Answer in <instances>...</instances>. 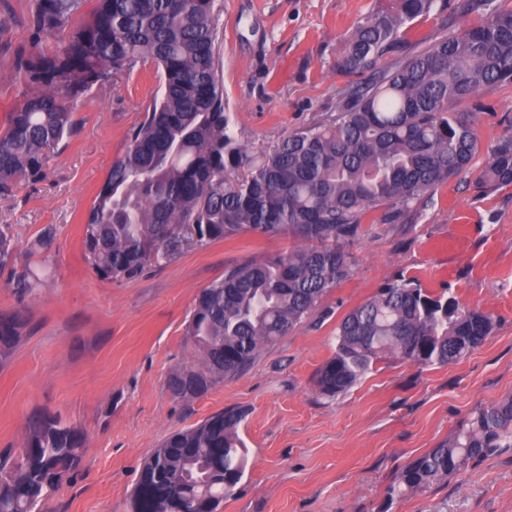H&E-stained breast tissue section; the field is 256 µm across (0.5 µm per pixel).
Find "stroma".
Masks as SVG:
<instances>
[{"label":"stroma","mask_w":512,"mask_h":512,"mask_svg":"<svg viewBox=\"0 0 512 512\" xmlns=\"http://www.w3.org/2000/svg\"><path fill=\"white\" fill-rule=\"evenodd\" d=\"M467 0L417 27L430 45L480 22ZM383 0H216L215 50L224 102L253 155L335 113L345 85L333 65L343 42ZM0 40L29 46L27 0H0ZM160 74L146 63L95 88L74 114L75 135L43 177L0 197L12 264L39 269L46 288L19 298L0 270V315L25 328L0 369V451L16 447L29 417L61 413L85 435L83 460L47 512H133L145 460L170 434L213 413L244 412L248 465L220 512H512V451L490 457L423 493L386 490L408 461L434 448L478 406L512 394V185L484 192L476 177L512 137V85L489 86L461 104L481 149L392 224L369 222L347 244L353 273L324 298L331 314L264 348L241 373L189 401L172 396L171 373L196 362L186 334L199 292L228 266L288 252L289 235L240 234L190 248L132 281L99 278L82 246L85 215L152 98ZM54 226L52 260L33 244ZM416 278L492 315L494 329L459 362L419 367L388 356L328 398L315 374L336 346V327L388 281Z\"/></svg>","instance_id":"1"}]
</instances>
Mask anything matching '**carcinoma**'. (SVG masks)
I'll return each instance as SVG.
<instances>
[{
	"mask_svg": "<svg viewBox=\"0 0 512 512\" xmlns=\"http://www.w3.org/2000/svg\"><path fill=\"white\" fill-rule=\"evenodd\" d=\"M83 0H29L36 39L14 53L22 101L0 126V196L41 175L50 153L76 132L73 112L115 77L150 61L162 92L127 136L85 218V259L101 278L132 280L186 246L242 233L288 234L301 245L224 270L199 294L187 334L196 365L171 374L168 388L190 400L244 371L264 346L315 315L352 273L345 243L369 213L388 223L480 150L474 120L456 111L485 86L512 84V9L472 0L481 22L415 51L417 23L442 11L438 0H387L345 40L336 74L349 78L336 115L290 134L259 158L248 154L225 112L215 52V0H98L77 28ZM247 169L236 183L228 169ZM481 188L512 184V138L492 151ZM18 292L44 287L30 267L12 272ZM23 319L0 315V366ZM492 316L399 277L352 309L336 328V349L317 371L334 397L392 355L419 366L456 363L481 346ZM244 415H210L168 436L144 463L133 512H219L245 475L238 435ZM84 435L55 415L29 419L17 457L0 454V512H43L63 476L82 462ZM512 448V395L475 409L450 438L405 465L389 498L423 492Z\"/></svg>",
	"mask_w": 512,
	"mask_h": 512,
	"instance_id": "1",
	"label": "carcinoma"
}]
</instances>
